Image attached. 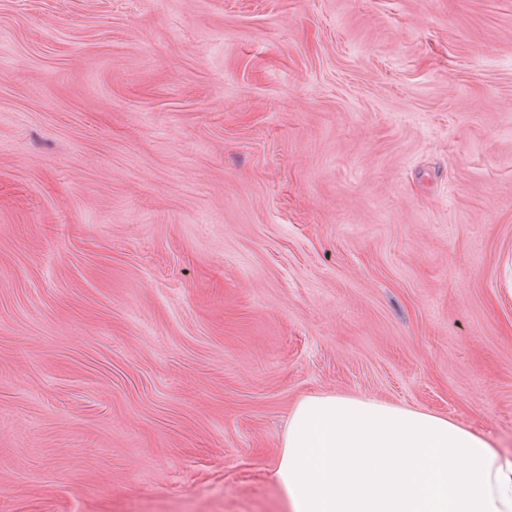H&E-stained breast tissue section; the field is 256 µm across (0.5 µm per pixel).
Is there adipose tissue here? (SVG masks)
Segmentation results:
<instances>
[{
  "label": "adipose tissue",
  "mask_w": 512,
  "mask_h": 512,
  "mask_svg": "<svg viewBox=\"0 0 512 512\" xmlns=\"http://www.w3.org/2000/svg\"><path fill=\"white\" fill-rule=\"evenodd\" d=\"M269 479L290 512H512V459L486 437L369 398L299 399Z\"/></svg>",
  "instance_id": "obj_1"
}]
</instances>
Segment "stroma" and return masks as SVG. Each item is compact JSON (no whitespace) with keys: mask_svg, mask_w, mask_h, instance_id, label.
<instances>
[{"mask_svg":"<svg viewBox=\"0 0 512 512\" xmlns=\"http://www.w3.org/2000/svg\"><path fill=\"white\" fill-rule=\"evenodd\" d=\"M314 393L512 457V0H0V512H289Z\"/></svg>","mask_w":512,"mask_h":512,"instance_id":"1","label":"stroma"}]
</instances>
